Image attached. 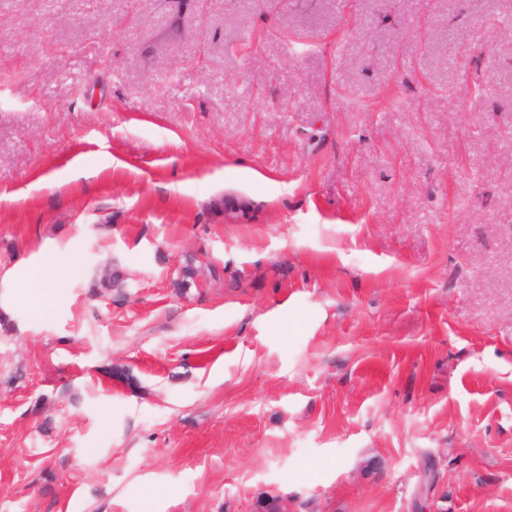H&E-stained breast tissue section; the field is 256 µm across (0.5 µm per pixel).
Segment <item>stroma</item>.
<instances>
[{
	"mask_svg": "<svg viewBox=\"0 0 512 512\" xmlns=\"http://www.w3.org/2000/svg\"><path fill=\"white\" fill-rule=\"evenodd\" d=\"M183 4L0 0V512H512V0ZM55 281L56 274L51 268L44 275L33 276L31 288H27V295L34 307L42 310L48 309L50 299L55 294V288H53Z\"/></svg>",
	"mask_w": 512,
	"mask_h": 512,
	"instance_id": "stroma-1",
	"label": "stroma"
}]
</instances>
